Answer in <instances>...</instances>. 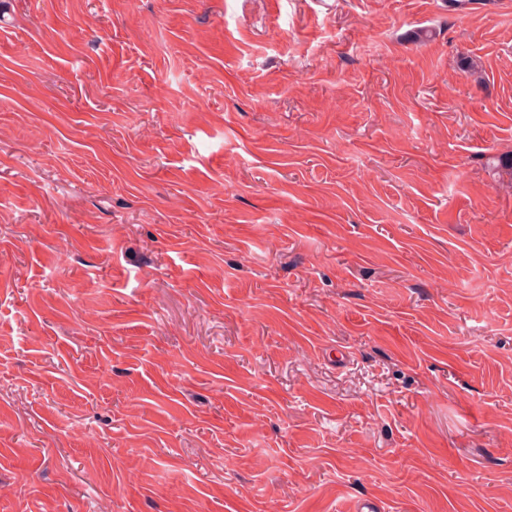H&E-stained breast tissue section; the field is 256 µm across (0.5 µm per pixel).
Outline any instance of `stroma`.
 <instances>
[{
	"label": "stroma",
	"instance_id": "35a3bbf8",
	"mask_svg": "<svg viewBox=\"0 0 512 512\" xmlns=\"http://www.w3.org/2000/svg\"><path fill=\"white\" fill-rule=\"evenodd\" d=\"M506 154L512 0H0V512H512Z\"/></svg>",
	"mask_w": 512,
	"mask_h": 512
}]
</instances>
